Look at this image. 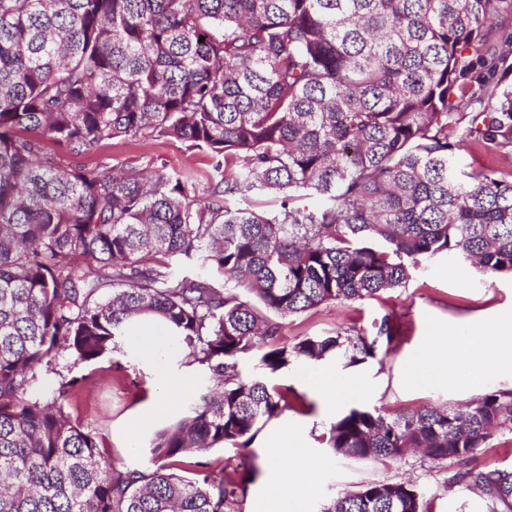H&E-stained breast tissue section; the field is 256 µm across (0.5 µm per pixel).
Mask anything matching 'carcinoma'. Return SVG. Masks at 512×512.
<instances>
[{
  "label": "carcinoma",
  "instance_id": "carcinoma-1",
  "mask_svg": "<svg viewBox=\"0 0 512 512\" xmlns=\"http://www.w3.org/2000/svg\"><path fill=\"white\" fill-rule=\"evenodd\" d=\"M508 18L512 0H0V512H226L248 470L193 457L250 447L288 408L239 361L355 366L397 334L386 316L370 336L275 345L282 319L402 288L437 256L512 274V180L460 169L450 140L461 124L512 153ZM126 137L207 152L203 192L188 171L79 160ZM144 314L219 391L128 468L41 392L59 356L96 361ZM501 429L512 389L461 409L352 408L327 445L462 461ZM472 482L512 512V469ZM324 512H422V494L372 483Z\"/></svg>",
  "mask_w": 512,
  "mask_h": 512
}]
</instances>
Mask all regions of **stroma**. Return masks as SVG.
<instances>
[{"instance_id":"1","label":"stroma","mask_w":512,"mask_h":512,"mask_svg":"<svg viewBox=\"0 0 512 512\" xmlns=\"http://www.w3.org/2000/svg\"><path fill=\"white\" fill-rule=\"evenodd\" d=\"M83 162L94 168L122 164L147 171L189 170L206 176L210 157L177 140L141 141L117 138L86 154ZM463 169L491 168L512 175V156L496 152L472 139L457 152ZM391 316L398 333L389 351L356 366L329 359L304 363L269 376L271 385L287 389L289 407L268 422L250 448H213L202 455L211 469L239 464L255 469L245 495L236 497L231 512H268L275 496L269 482L267 450L273 438L290 428L303 430L311 455L317 461L312 475L316 493L302 512H321L329 499L357 491L373 482L405 481L423 494L424 512H492L493 504L474 486L454 482L456 473H476L491 466L512 467V432H495L475 456L461 462L433 463L410 453L398 459L362 460L338 457L326 448L322 436L331 423L354 407L375 408L397 416L424 406H461L496 389H512V371L490 368L481 381L467 386L424 387L411 385L407 364L425 349L432 331L442 335L471 334L490 337L512 324V274L490 275L471 261L438 257L422 261L405 287L385 291L357 302H336L283 320L280 342L294 343L308 336L335 332L373 333L384 316ZM157 367L150 359L122 346L94 363L59 357L47 384L86 376L85 387L64 400L62 406L84 430L115 448L125 466L137 468L149 457V432H142L137 450H129L126 427L155 398ZM327 371L337 377L367 380V393L329 403L316 387V376Z\"/></svg>"}]
</instances>
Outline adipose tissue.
<instances>
[{"mask_svg": "<svg viewBox=\"0 0 512 512\" xmlns=\"http://www.w3.org/2000/svg\"><path fill=\"white\" fill-rule=\"evenodd\" d=\"M128 345L154 360L163 359L174 344L168 326L158 318L144 317L131 322L127 329ZM512 367V327L500 328L490 341L474 335H453L442 338L432 334L424 351L408 363L406 375L415 385H453L459 382H477L489 365ZM157 398L152 408L140 414L127 426L129 441H136L142 429L154 420L171 412L185 394L193 388L191 372L173 373L158 369ZM269 479L281 490L279 512H298L311 496L314 483L310 475L315 467L301 435L286 431L268 448ZM295 462L296 471L284 473L282 464Z\"/></svg>", "mask_w": 512, "mask_h": 512, "instance_id": "obj_1", "label": "adipose tissue"}]
</instances>
